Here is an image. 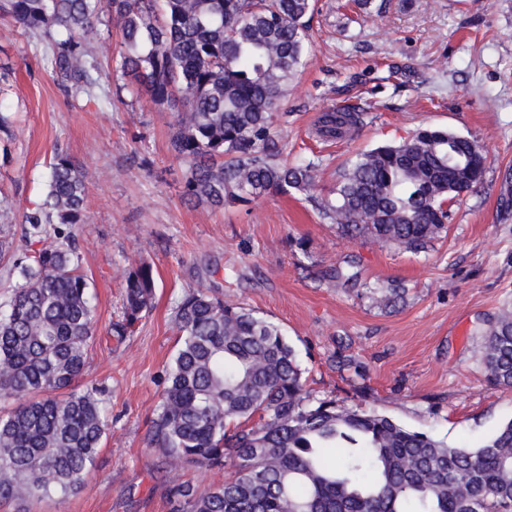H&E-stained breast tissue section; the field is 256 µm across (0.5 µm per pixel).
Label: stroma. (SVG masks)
Returning a JSON list of instances; mask_svg holds the SVG:
<instances>
[{
    "mask_svg": "<svg viewBox=\"0 0 512 512\" xmlns=\"http://www.w3.org/2000/svg\"><path fill=\"white\" fill-rule=\"evenodd\" d=\"M307 64L288 87L278 135L289 156L314 159L326 195L357 154L398 143L419 127L483 145V185L453 207L454 220L426 251L351 239L297 193L214 209L183 197L185 166L170 147L174 111L133 95L121 76L104 92L63 91L19 24L0 18V235L12 260L31 262L58 243L53 226L26 238L23 214L46 190L54 154L89 174L84 223L71 234L89 283L98 338L82 383L105 389L109 425L84 486L65 497L0 498V512H170L173 485L218 486L232 467L176 463L150 445L177 349L178 303L198 288L252 309L281 328L313 398L375 410L413 431L478 445L512 419V390L493 387L480 361L481 331L512 309V0H317ZM368 109L354 135L319 138L320 113ZM361 280L320 279L347 256ZM152 265L151 309L123 338L131 264ZM404 283V305L378 290ZM362 376L339 368L338 357Z\"/></svg>",
    "mask_w": 512,
    "mask_h": 512,
    "instance_id": "stroma-1",
    "label": "stroma"
}]
</instances>
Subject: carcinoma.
<instances>
[{
    "instance_id": "carcinoma-1",
    "label": "carcinoma",
    "mask_w": 512,
    "mask_h": 512,
    "mask_svg": "<svg viewBox=\"0 0 512 512\" xmlns=\"http://www.w3.org/2000/svg\"><path fill=\"white\" fill-rule=\"evenodd\" d=\"M313 0H0L36 39L66 92L92 93L101 67L88 46L115 26V70L137 93L177 112L170 138L187 165L188 200L222 208L268 195L309 194L317 164L290 161L277 138L288 84L305 65ZM367 113L336 108L319 117L336 138ZM475 140L430 126L398 144L360 153L329 195L322 217L352 239L414 252L447 229L452 204L484 179ZM87 177L66 154L49 166L41 203L26 211L29 233L84 223ZM355 261L321 277L357 280ZM0 310V498L67 496L84 483L107 430L102 388H75L94 339L95 309L70 236L42 248ZM146 262L125 275L122 320L132 332L154 298ZM394 282L383 302H405ZM178 348L152 442L181 461L234 467L216 487H173L175 512H512V420L476 447H454L374 410L310 398L280 327L209 289L176 307ZM481 361L495 387L512 389V310L483 335Z\"/></svg>"
}]
</instances>
